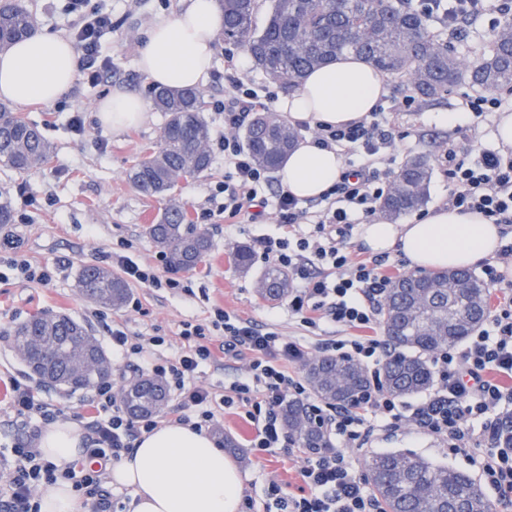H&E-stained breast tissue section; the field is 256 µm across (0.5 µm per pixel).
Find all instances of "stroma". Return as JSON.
<instances>
[{
    "instance_id": "35a3bbf8",
    "label": "stroma",
    "mask_w": 512,
    "mask_h": 512,
    "mask_svg": "<svg viewBox=\"0 0 512 512\" xmlns=\"http://www.w3.org/2000/svg\"><path fill=\"white\" fill-rule=\"evenodd\" d=\"M105 5L114 22L112 31L103 37L112 61L111 74L97 85L76 77L70 91L54 104L21 106V113L41 127L55 153L44 170L32 175L0 166V188L11 191L17 215L11 230L21 239L23 255L32 265L55 270L52 281L43 285L21 281L6 263H0V445H10L20 432L10 408L9 380L22 377L26 371L8 333L41 311L65 313L82 322L106 350L111 347L110 329L116 323L123 324L133 336L164 337V345L145 348L147 356L154 359L173 357L183 345V322H207L217 307L261 325H275L283 335L297 337L306 344L316 341L312 333L289 317L283 303L271 304L256 294L255 281L267 264L261 253H254L249 273H241L235 266L232 252L236 247L253 248L258 237H284L288 230L275 223L225 224L223 214L217 213L216 203L210 200L216 185L224 181V155L217 150L212 153L210 171L183 185L177 193L189 216H197L204 209L212 212L204 226L213 242L211 252L195 270L177 275L188 284V291L133 284L129 287V304L118 310L98 307L78 292L81 267L102 264L109 252L151 265L163 277L172 275L143 231L145 224L161 214L165 203L143 196L125 178L140 150L158 144L165 117L153 110L146 121L116 131L97 119L95 109L117 88L148 96L150 83L138 65L140 50L153 23L175 16L182 0H106ZM434 32L449 39L457 55L466 60L486 54L494 38L487 18L454 39L442 27H435ZM213 48L212 69L202 90L209 103L205 117L217 138L224 132V115L215 111L214 104L224 97L226 55L234 56L241 76L252 80L256 87L266 88L278 98L286 91L257 69L237 46L218 39ZM478 93V88L463 83L449 90L443 99L419 100L413 111L399 113L397 123L405 137L397 143L398 162L414 156L435 160L453 132L452 125L440 121V113L460 111L463 97ZM76 112L85 119V131L80 135L69 127ZM253 433L250 422L230 410L218 415L209 429L216 443H223L228 435L237 441L238 448L231 458L243 475L244 494L264 502L265 488L272 479L282 483L287 494H303L300 469L305 452L293 447L255 458L249 446ZM372 451L412 452L438 465L470 475L475 472L470 453L453 452L410 426L380 433L370 448L358 451V460H365Z\"/></svg>"
}]
</instances>
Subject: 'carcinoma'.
I'll use <instances>...</instances> for the list:
<instances>
[{
    "instance_id": "cac0c4a2",
    "label": "carcinoma",
    "mask_w": 512,
    "mask_h": 512,
    "mask_svg": "<svg viewBox=\"0 0 512 512\" xmlns=\"http://www.w3.org/2000/svg\"><path fill=\"white\" fill-rule=\"evenodd\" d=\"M224 17L223 40L242 48L255 66L289 91L304 77L343 53H351L377 70L406 82L423 101L442 98L468 82L485 90L512 87V40L496 38L489 54L472 61L458 57L438 39L418 11L402 0H270L265 27L253 18L259 0H216ZM36 29V18L20 0L0 3V52ZM153 106L165 116L157 146L144 148L126 171L127 182L146 197L165 199L167 207L144 228L174 271H191L212 248L210 237L187 223V212L175 199L180 184L210 170L211 128L206 102L197 88H151ZM254 160L275 172L295 147L296 133L287 122L257 112L244 131ZM53 146L37 124L11 105L0 102V165L19 174L44 168ZM432 168L424 157L407 160L395 188L379 203L389 219L421 209L428 198ZM14 223L11 196L0 190V224ZM79 292L94 304L119 309L128 298L123 279L102 265H86ZM288 271L269 263L256 280L264 301L288 297ZM490 291L466 270L438 269L402 275L392 281L381 308V324L389 347L379 383L398 397L428 390L434 377L428 358L450 350L480 327L489 311ZM14 348L27 354L28 364L50 361L51 375L69 373L81 389L97 385L100 369L87 362V350L99 341L82 324L63 313H44L21 323L11 333ZM314 397L329 405H354L371 389L366 370L348 358L314 357L305 368ZM166 385L155 379L133 378L121 390V401L132 418L160 412L168 402ZM282 417L294 445L315 453L332 448L327 431L314 425L308 407L292 401ZM368 481L383 512H492L481 487L470 475L436 465L410 452L374 453L366 461Z\"/></svg>"
}]
</instances>
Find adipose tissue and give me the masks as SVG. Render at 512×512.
<instances>
[{"instance_id": "1", "label": "adipose tissue", "mask_w": 512, "mask_h": 512, "mask_svg": "<svg viewBox=\"0 0 512 512\" xmlns=\"http://www.w3.org/2000/svg\"><path fill=\"white\" fill-rule=\"evenodd\" d=\"M222 18L214 0H183L175 17L157 21L140 51L139 66L157 87H198L213 62V42ZM79 59L68 39L37 33L0 53V97L24 105L50 104L73 84ZM386 93L382 73L343 54L310 72L301 86L278 103L290 124L341 126L374 111ZM148 106L138 94L118 90L97 107V117L113 129L143 122ZM342 157L303 142L283 162V184L297 198H317L341 173ZM503 227L482 215L447 206L423 220L391 224L375 220L362 239L376 254L397 251L415 269L471 268L497 255ZM83 433L72 422L46 425L37 441L44 458L60 465L80 454ZM112 484L133 490L131 512H241L242 485L235 463L214 440L192 426L165 423L142 433L132 454L110 468Z\"/></svg>"}]
</instances>
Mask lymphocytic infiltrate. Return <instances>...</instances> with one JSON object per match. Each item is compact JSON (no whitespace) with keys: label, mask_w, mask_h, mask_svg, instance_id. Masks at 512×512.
I'll return each instance as SVG.
<instances>
[{"label":"lymphocytic infiltrate","mask_w":512,"mask_h":512,"mask_svg":"<svg viewBox=\"0 0 512 512\" xmlns=\"http://www.w3.org/2000/svg\"><path fill=\"white\" fill-rule=\"evenodd\" d=\"M422 13L460 36L465 25L491 7L490 0H421ZM72 16L70 37L79 55L84 78L101 82L112 65L101 42L111 29L112 16L99 0H68ZM272 95H259L245 83L234 61L224 68V99L216 108L224 114L219 144L224 153V201L228 224H262L267 219L292 227L289 238L262 236L256 244L265 259L287 269L294 284L288 295L289 316L315 332L339 328V335L307 347L283 335L271 324L257 325L218 308L210 324H185L184 345L170 360L145 358L144 346L131 341L123 325L111 330L112 353L120 359L138 358V371L163 379L177 403L168 415L133 419L111 385L92 389L88 401L96 409L86 424L82 456L65 466L42 457L36 441L44 424L56 416L37 384L11 379V408L23 429L8 453H0V512H40L37 490L57 480L70 481L89 507L88 512H112L104 475L112 463L134 450L138 435L156 429L163 420L209 428L217 412L235 408L254 427L250 446L263 454L289 444L280 409L291 400L305 402L310 414L328 422L339 447L307 458L300 471L306 495L291 497L269 482L266 496L278 512H382L381 504L359 476L353 450L367 447L378 433L405 425L448 444L452 451L475 450L474 464L486 483L512 494V282L494 263L483 262L487 284L501 298L484 326L459 348L429 358L435 388L412 403L400 401L374 386L358 405L332 408L313 401L307 386L292 375L311 350L360 362L377 376L386 356L384 339L373 330L390 286L387 259L376 255L351 258L347 244L356 224L375 215L377 204L395 178L393 152L397 133L387 112L408 110L413 95L391 99L387 111L342 126L303 124L312 144L344 156H359L347 164L312 211L287 188L273 197L261 190L269 185L268 171L259 167L236 136L254 112L272 110ZM438 161L450 187L448 204L459 213H479L490 223L512 228V151L445 143ZM247 358L242 374L216 394L198 382L203 365L218 357Z\"/></svg>","instance_id":"f902f5d3"}]
</instances>
